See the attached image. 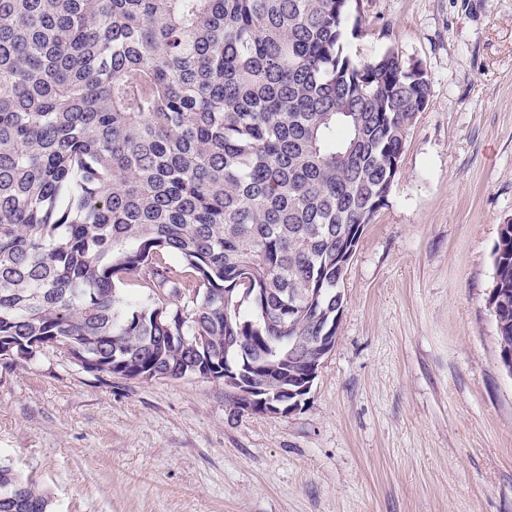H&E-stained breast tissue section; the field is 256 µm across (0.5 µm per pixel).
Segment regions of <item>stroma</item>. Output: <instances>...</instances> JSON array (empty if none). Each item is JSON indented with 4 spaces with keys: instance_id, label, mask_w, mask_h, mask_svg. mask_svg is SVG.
Returning <instances> with one entry per match:
<instances>
[{
    "instance_id": "35a3bbf8",
    "label": "stroma",
    "mask_w": 512,
    "mask_h": 512,
    "mask_svg": "<svg viewBox=\"0 0 512 512\" xmlns=\"http://www.w3.org/2000/svg\"><path fill=\"white\" fill-rule=\"evenodd\" d=\"M352 56L431 93L344 277L301 410L223 381H132L60 347L0 358V463L49 512H512V376L488 308L512 224V0H358Z\"/></svg>"
}]
</instances>
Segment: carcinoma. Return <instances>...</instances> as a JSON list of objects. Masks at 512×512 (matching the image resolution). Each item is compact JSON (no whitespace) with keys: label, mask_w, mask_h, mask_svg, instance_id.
Segmentation results:
<instances>
[{"label":"carcinoma","mask_w":512,"mask_h":512,"mask_svg":"<svg viewBox=\"0 0 512 512\" xmlns=\"http://www.w3.org/2000/svg\"><path fill=\"white\" fill-rule=\"evenodd\" d=\"M354 0H0V346L148 381L307 382L430 82L344 51ZM194 276L174 281L164 256ZM494 287L512 353V235ZM195 289L185 312L118 284ZM318 299L309 300V289ZM300 295L288 310V297ZM48 500L0 464V498Z\"/></svg>","instance_id":"cac0c4a2"}]
</instances>
